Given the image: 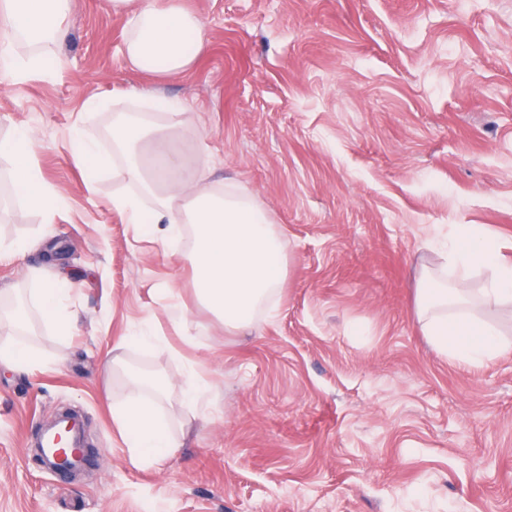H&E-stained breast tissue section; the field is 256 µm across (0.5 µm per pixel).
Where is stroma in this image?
Instances as JSON below:
<instances>
[{"mask_svg": "<svg viewBox=\"0 0 512 512\" xmlns=\"http://www.w3.org/2000/svg\"><path fill=\"white\" fill-rule=\"evenodd\" d=\"M72 0L49 74L0 85V142L34 130L52 223L13 195L0 300L27 304L43 362L0 363V512H512V349L471 366L437 353L417 319L418 260L449 225L480 229L512 262V0H183L207 50L162 77L124 59L127 20ZM185 102L215 184L248 191L288 244L276 314L225 331L169 258L112 207L130 185L82 162L128 94ZM67 278L69 329L33 299ZM187 309L194 342L175 330ZM166 338L154 348L142 328ZM209 387L159 464L132 461L112 412L136 369ZM71 408L103 454L92 476L44 470L42 422Z\"/></svg>", "mask_w": 512, "mask_h": 512, "instance_id": "stroma-1", "label": "stroma"}]
</instances>
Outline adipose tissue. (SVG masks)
Returning a JSON list of instances; mask_svg holds the SVG:
<instances>
[{"label":"adipose tissue","mask_w":512,"mask_h":512,"mask_svg":"<svg viewBox=\"0 0 512 512\" xmlns=\"http://www.w3.org/2000/svg\"><path fill=\"white\" fill-rule=\"evenodd\" d=\"M107 12L127 18L128 66L163 76L185 73L204 51L201 18L181 0H103ZM71 0H0V85L42 70L54 46L67 35L64 22ZM31 51L22 56L20 44ZM147 111L112 122V145L123 157L122 177L138 193L113 197V208L133 224H161L162 243L172 254H186L194 271L197 301L223 322L225 330L259 331L272 316L287 273L286 244L270 214L254 197L233 186L207 182L205 165H192L180 143L201 140L184 119L181 103L137 90ZM14 179L26 202L52 221L58 199L35 165V135L17 128L9 145ZM152 208H145L144 197ZM193 231L190 252H182L185 229ZM435 263L421 264L416 286L418 320L434 349L445 356L481 365L512 348L486 318L489 309L512 305V263L500 258L495 242L462 226L449 229L435 247ZM487 276L470 285L475 268ZM137 394L115 415L134 461L152 465L175 448L169 423L158 407L169 399V385L153 375L131 376Z\"/></svg>","instance_id":"obj_1"}]
</instances>
